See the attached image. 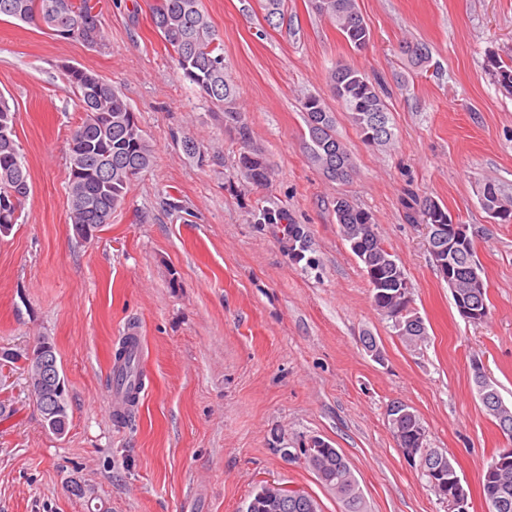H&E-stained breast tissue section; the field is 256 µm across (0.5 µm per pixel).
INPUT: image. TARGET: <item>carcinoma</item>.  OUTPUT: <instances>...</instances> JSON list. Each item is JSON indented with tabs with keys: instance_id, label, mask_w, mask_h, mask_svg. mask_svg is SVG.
I'll use <instances>...</instances> for the list:
<instances>
[{
	"instance_id": "obj_1",
	"label": "carcinoma",
	"mask_w": 512,
	"mask_h": 512,
	"mask_svg": "<svg viewBox=\"0 0 512 512\" xmlns=\"http://www.w3.org/2000/svg\"><path fill=\"white\" fill-rule=\"evenodd\" d=\"M315 13L336 24L348 44L360 51L370 41V32L357 6V0H311ZM264 19H285L283 0H264ZM29 22L36 20L56 38L77 39L89 46L104 47L107 34L91 0H0V18ZM152 23L171 53L174 67L181 77L193 85L196 93L211 103L222 114L224 131L240 146L237 167L248 184L268 183L271 168L263 152L254 145L252 130L239 105L236 89L228 78L224 65V45L221 43L209 16L202 10L201 0H156L152 7ZM402 53L408 65L421 68L429 60V52L421 43H405ZM494 77L506 93L512 94V63L492 61ZM67 87L76 95L84 112L80 125L69 143L70 197L69 219L73 225L89 224L91 231L105 224L112 212L121 208L133 182L152 162V149L141 129L136 113L124 99L121 91L96 72L76 67L64 70ZM327 82L345 111L350 113L361 140L368 144H388L394 133L378 132L372 126L377 114L388 116L389 108L381 94L379 81L361 69L338 62L329 71ZM306 115L307 133L315 125L323 126L322 139L309 140L308 156L326 178L346 179L352 168L351 157L345 145L336 137L334 116L324 99L309 95L302 102ZM17 113L9 101L0 96V232L9 233L18 223L30 196L29 173L22 161L16 135ZM477 195L482 208L500 211L512 216V198L501 187L487 179L479 184ZM427 213L431 223L448 215L438 201L425 198L420 208L406 203V218L417 221V215ZM336 221L342 237L352 246L355 256H365L378 265L380 277L392 280L402 274L383 265L386 257L384 244L377 232L371 214L352 201L343 198L336 208ZM468 258H462L458 267L460 288L453 296L456 307L471 301L476 289L468 286L463 268ZM399 339L410 348H418L428 339L426 326L407 330ZM44 361H57L54 345L47 339L39 342L32 354L25 357L29 390L43 415L48 428L63 434L68 421L67 395L56 392V384L44 382L39 387L38 366ZM478 396L484 387L492 391V399L482 402L487 414L494 417L503 434L512 439V407L500 398L493 383L482 374H475ZM392 429L398 447L408 448L414 440L412 428L400 422ZM305 462L318 481L343 505V512H365V500L357 479L339 449L329 444L305 454ZM430 490L434 481L451 483L458 476L455 463L445 454L431 459L430 466L421 471ZM482 490L490 512H512V455L503 458L497 454L482 478ZM245 512H321V506L312 495L303 490L284 487L275 490L261 486L252 495Z\"/></svg>"
}]
</instances>
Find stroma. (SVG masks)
Instances as JSON below:
<instances>
[{
	"instance_id": "stroma-1",
	"label": "stroma",
	"mask_w": 512,
	"mask_h": 512,
	"mask_svg": "<svg viewBox=\"0 0 512 512\" xmlns=\"http://www.w3.org/2000/svg\"><path fill=\"white\" fill-rule=\"evenodd\" d=\"M107 47L0 20V94L17 111L31 193L0 235V512H243L274 481L342 504L299 450L318 437L348 460L367 512H448L401 455L393 402L419 416L429 447L456 462L468 512H488L481 478L508 447L473 382L482 366L512 406V223L495 221L476 188L512 193V96L490 58L512 59V0H357L371 34L354 50L309 0H286L273 27L258 0H202L224 43L227 74L253 141L272 166L267 185L240 178L239 147L217 110L176 74L151 21L153 0H95ZM430 61L408 71L403 42ZM345 61L387 94L392 146L363 143L326 74ZM117 86L154 151L124 206L88 239L69 222V141L80 123L63 65ZM321 96L353 170L327 179L308 159L302 100ZM192 139L201 156L185 153ZM444 204L469 227L491 316L457 311L408 194ZM368 211L401 265L427 328L406 347L336 224V201ZM303 232L302 252L264 211ZM142 338L145 391L112 409L121 336ZM375 336L376 362L361 338ZM49 338L68 390L64 434L48 429L16 354ZM79 479L76 497L66 483Z\"/></svg>"
}]
</instances>
